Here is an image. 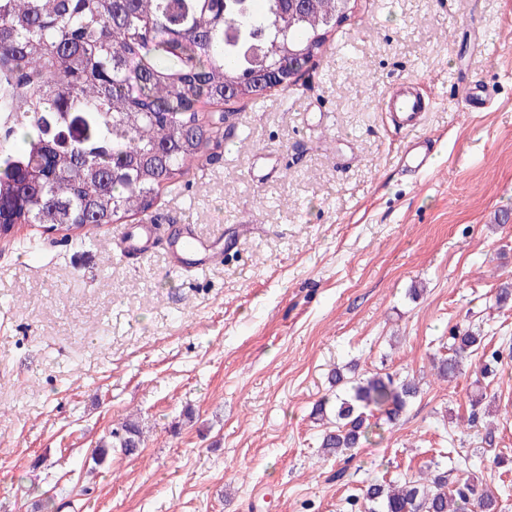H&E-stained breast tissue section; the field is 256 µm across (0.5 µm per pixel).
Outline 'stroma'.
I'll return each instance as SVG.
<instances>
[{"instance_id": "1", "label": "stroma", "mask_w": 512, "mask_h": 512, "mask_svg": "<svg viewBox=\"0 0 512 512\" xmlns=\"http://www.w3.org/2000/svg\"><path fill=\"white\" fill-rule=\"evenodd\" d=\"M405 79L437 147L422 176L384 110ZM465 79L486 111H463ZM228 110L211 162L146 215L82 248L37 224L0 236V512H351L369 482L451 457L512 512V305L495 303L512 278V0H356L297 86ZM147 219L156 247L121 253ZM180 224L223 258L174 270ZM238 224L253 233L231 239ZM457 328L484 346L444 381L432 360ZM335 368L421 387L346 465L311 416ZM478 392L492 429L468 420ZM128 419L138 455L95 466Z\"/></svg>"}]
</instances>
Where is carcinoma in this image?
Returning <instances> with one entry per match:
<instances>
[{"label": "carcinoma", "instance_id": "1", "mask_svg": "<svg viewBox=\"0 0 512 512\" xmlns=\"http://www.w3.org/2000/svg\"><path fill=\"white\" fill-rule=\"evenodd\" d=\"M343 0H0V224L82 230L146 212L177 187L219 139L224 104L272 89L270 72L296 84L326 46ZM484 337L457 330L433 359L441 379L461 369ZM336 426L320 447L346 462L376 435L371 411L395 423L418 385L347 378ZM132 423L100 439L137 454ZM360 512H497L498 497L454 467L416 480H375L350 499Z\"/></svg>", "mask_w": 512, "mask_h": 512}]
</instances>
